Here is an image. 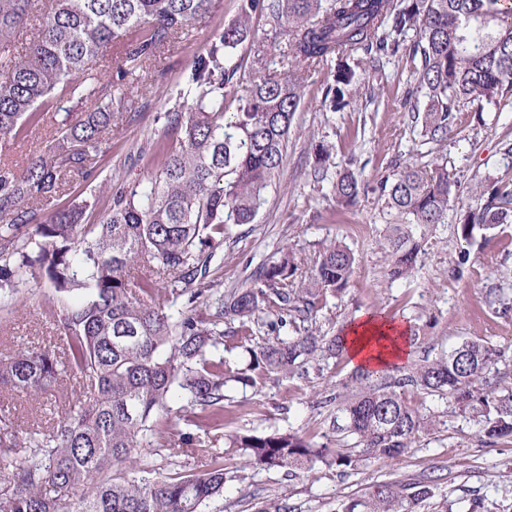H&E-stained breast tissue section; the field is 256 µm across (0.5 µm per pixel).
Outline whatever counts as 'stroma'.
Returning <instances> with one entry per match:
<instances>
[{
    "label": "stroma",
    "instance_id": "1",
    "mask_svg": "<svg viewBox=\"0 0 512 512\" xmlns=\"http://www.w3.org/2000/svg\"><path fill=\"white\" fill-rule=\"evenodd\" d=\"M239 0H214L210 11L198 17L186 39L165 51L128 92L122 116L110 128L111 148L97 158L95 181L74 178L68 189L39 211L46 218L72 203L89 200L96 213L110 210L114 183L132 185L143 176L133 147L159 139L164 131L157 116L175 83L205 51L214 30L236 20ZM279 39L268 17L251 21V34L236 53L238 74L248 78L256 53H263L270 71L281 68ZM350 66L355 79L348 91L350 104L330 111L323 88L337 64ZM414 64L408 55L391 57L372 68L360 51L346 50L327 64L309 68L303 96L295 115L282 166L268 189L254 221L236 226L217 250L209 277L224 291L249 287L261 267L276 262L287 250L312 264L323 243L338 240L356 261L345 292L328 298L319 312L321 333L336 334L357 313L413 322L423 326L425 344L415 346L412 358L449 349L465 339H483L505 355L489 380L512 388V224L475 232L463 240L457 226L470 201L463 198L448 207L445 223L428 236L421 267L410 281L386 275L385 238L389 225L400 217L385 207L373 190L396 163L446 159L448 170L462 185L473 186L512 179V95L484 105L482 112L466 107L456 118V134L442 144L422 142L411 107H423V96L408 97L414 87ZM330 154L329 176L315 177L317 147ZM361 172L368 192L350 207L337 206L330 178L344 169ZM56 296L46 280L24 277L8 315L0 317V357L16 348L45 346L55 330L46 312ZM352 370L349 359L329 363L323 373H309L267 382L262 388L230 386L224 405L242 415L224 428L214 427L199 414L194 434L205 447L223 452L240 469L226 483L222 497L206 512H257L269 500L284 501L291 512H334L338 503L358 498L383 481L413 482L436 479L435 496L420 512H438L449 499L459 508L479 500L486 512H512V444L481 443L479 424L453 405L415 391L407 403L421 414L439 416L437 427L423 434L403 460L375 462L360 471L320 470L312 476H288L282 470L245 465L238 449L228 447L226 435L246 430L269 433L293 427L321 439L329 427V408L322 401L335 381Z\"/></svg>",
    "mask_w": 512,
    "mask_h": 512
}]
</instances>
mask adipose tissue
I'll return each mask as SVG.
<instances>
[{"label": "adipose tissue", "mask_w": 512, "mask_h": 512, "mask_svg": "<svg viewBox=\"0 0 512 512\" xmlns=\"http://www.w3.org/2000/svg\"><path fill=\"white\" fill-rule=\"evenodd\" d=\"M403 322L377 320L374 315L357 314L347 330L352 365L381 370L391 363H401L410 356Z\"/></svg>", "instance_id": "obj_1"}]
</instances>
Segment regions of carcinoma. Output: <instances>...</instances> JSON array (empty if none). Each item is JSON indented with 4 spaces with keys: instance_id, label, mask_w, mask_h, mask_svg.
<instances>
[{
    "instance_id": "obj_1",
    "label": "carcinoma",
    "mask_w": 512,
    "mask_h": 512,
    "mask_svg": "<svg viewBox=\"0 0 512 512\" xmlns=\"http://www.w3.org/2000/svg\"><path fill=\"white\" fill-rule=\"evenodd\" d=\"M32 2L0 0V136L19 140L40 125L51 143L21 165L0 161V300L13 299L25 275L81 300L57 302V348L25 347L0 358V389L38 397L71 374L79 394L50 425L0 434L1 448L24 449L19 461L0 456L15 486L0 512H203L234 475L223 454L186 431L196 411L222 425L233 418L224 409L230 384L255 387L311 368L321 374L346 353L344 334L326 336L315 325L327 297L346 290L355 263L347 246L324 245L308 273L286 252L227 297L204 282L212 254L233 226L253 222L282 164L303 95L298 68L346 48L373 63L405 50L418 61L416 90L426 97L414 114L419 133L446 142L455 113L512 92V12L499 0H239L236 21L212 34L164 112L177 145L136 148L145 180L117 187L111 209L97 219L84 200L39 222L38 211L68 178L96 176L126 78L188 36L212 0H42L37 12ZM263 12L285 36L288 70L270 74L260 66L238 81L235 50ZM411 31L417 37L409 44ZM21 41L24 52H14ZM111 42L122 46V65L117 83L102 87L93 63H107ZM353 78L343 66L330 74V110L349 104ZM230 97L234 112L226 111ZM72 101L90 111L73 114L65 107ZM157 155L163 162L154 169ZM459 189L444 162L399 164L380 182V197L403 219L386 238L390 279L413 278L428 232L444 223ZM332 192L339 205H355L358 174H339ZM471 199L457 227L462 239L512 222L511 187L477 185ZM181 296L187 305L172 310L170 301ZM234 349L247 354L244 365L224 358ZM500 357L492 344L466 339L380 374L356 368L329 398L334 447L292 429L235 433L230 447L256 466L292 475L397 460L435 427L406 404L408 389L473 414L482 441L512 443V389L486 384ZM176 396L185 404L174 422ZM192 446L202 468L175 477L157 474L142 454L153 447L173 457ZM433 495L431 477L378 483L336 512H418Z\"/></svg>"
}]
</instances>
